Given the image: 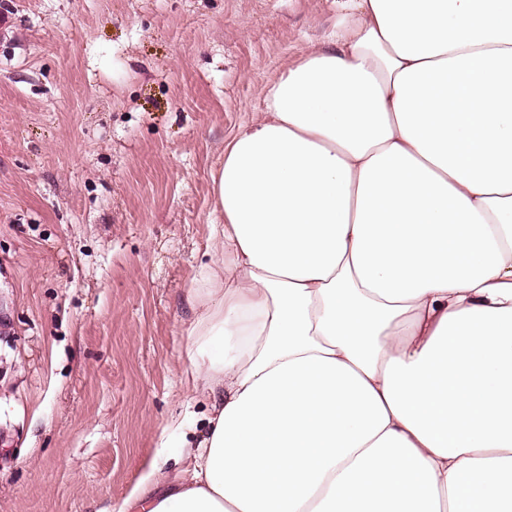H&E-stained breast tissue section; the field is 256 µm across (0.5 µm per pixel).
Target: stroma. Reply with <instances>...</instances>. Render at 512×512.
Returning <instances> with one entry per match:
<instances>
[{
	"instance_id": "1",
	"label": "stroma",
	"mask_w": 512,
	"mask_h": 512,
	"mask_svg": "<svg viewBox=\"0 0 512 512\" xmlns=\"http://www.w3.org/2000/svg\"><path fill=\"white\" fill-rule=\"evenodd\" d=\"M336 0H0V512H107L205 429L211 171Z\"/></svg>"
}]
</instances>
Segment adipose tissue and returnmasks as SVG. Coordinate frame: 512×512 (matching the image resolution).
<instances>
[{"label": "adipose tissue", "instance_id": "1", "mask_svg": "<svg viewBox=\"0 0 512 512\" xmlns=\"http://www.w3.org/2000/svg\"><path fill=\"white\" fill-rule=\"evenodd\" d=\"M211 173L212 398L141 512H512V0H345Z\"/></svg>", "mask_w": 512, "mask_h": 512}]
</instances>
